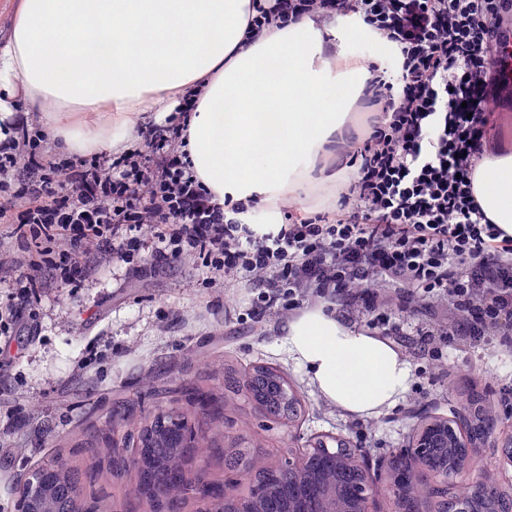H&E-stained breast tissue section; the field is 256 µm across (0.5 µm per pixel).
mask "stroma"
Masks as SVG:
<instances>
[{"label":"stroma","instance_id":"1","mask_svg":"<svg viewBox=\"0 0 512 512\" xmlns=\"http://www.w3.org/2000/svg\"><path fill=\"white\" fill-rule=\"evenodd\" d=\"M111 273L88 288L43 301L39 336L25 357L0 360V512H17L16 487L28 472L59 455L77 466L86 504L117 512H158L135 491L137 474L127 434L159 408L188 410L209 458L204 482L233 479L227 449L248 448L284 462L289 448L333 437L359 448L370 462L389 463L424 417H453L460 396L490 400L500 437L512 435V410L502 386L512 387V354L475 350L449 353L447 371L430 359L412 361L411 382L382 414L355 418L327 402L289 354L283 331L225 320L223 291L203 287L192 272L171 266L116 290ZM86 380H76L82 363ZM283 373L302 412L294 432L261 415L248 393L254 367ZM482 479L512 493V472L481 448L464 483Z\"/></svg>","mask_w":512,"mask_h":512}]
</instances>
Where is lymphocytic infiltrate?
I'll use <instances>...</instances> for the list:
<instances>
[{"label": "lymphocytic infiltrate", "mask_w": 512, "mask_h": 512, "mask_svg": "<svg viewBox=\"0 0 512 512\" xmlns=\"http://www.w3.org/2000/svg\"><path fill=\"white\" fill-rule=\"evenodd\" d=\"M246 36L345 18L392 46L369 81L356 132L337 145L348 172L334 213L282 207L266 232L244 203L218 204L184 152L188 114L146 126L149 149L57 157L37 115L0 140V341L34 338L43 297L121 268L174 263L207 288L232 283L246 316L283 325L323 307L412 358L444 349L512 352V236L474 194L486 159L512 153V94L495 67L512 0H252Z\"/></svg>", "instance_id": "lymphocytic-infiltrate-1"}]
</instances>
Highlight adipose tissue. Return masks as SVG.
<instances>
[{"instance_id": "ef3b65f1", "label": "adipose tissue", "mask_w": 512, "mask_h": 512, "mask_svg": "<svg viewBox=\"0 0 512 512\" xmlns=\"http://www.w3.org/2000/svg\"><path fill=\"white\" fill-rule=\"evenodd\" d=\"M250 0H21L0 47V112L12 98L47 105L45 123L72 154L131 148L139 118L197 91L185 152L217 202L255 201L268 223L290 199L322 206L346 179L323 161L342 141L371 76L392 52L339 68L325 42L348 55L370 39L363 21L320 30L308 20L245 38ZM474 192L512 235V155L483 162ZM288 349L325 400L376 416L407 390L411 369L388 342L309 309L285 328Z\"/></svg>"}]
</instances>
